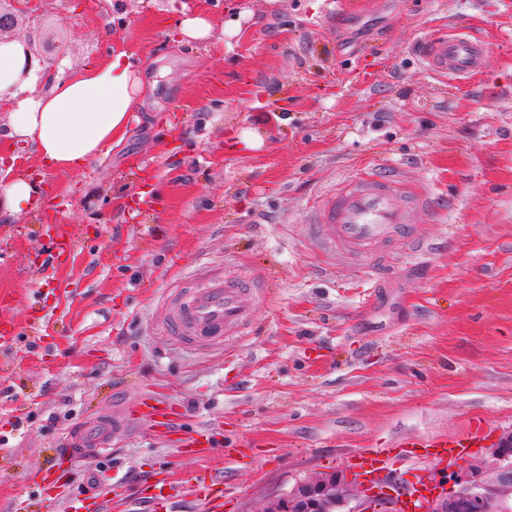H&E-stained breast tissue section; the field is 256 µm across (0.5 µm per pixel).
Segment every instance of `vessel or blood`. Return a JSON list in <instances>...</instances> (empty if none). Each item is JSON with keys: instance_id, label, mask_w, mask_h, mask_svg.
Segmentation results:
<instances>
[{"instance_id": "b4317fda", "label": "vessel or blood", "mask_w": 512, "mask_h": 512, "mask_svg": "<svg viewBox=\"0 0 512 512\" xmlns=\"http://www.w3.org/2000/svg\"><path fill=\"white\" fill-rule=\"evenodd\" d=\"M414 52L433 75L451 80L481 73L488 52L486 43L457 25L419 39ZM429 196L389 168L369 172L357 170L309 212V220L324 249L337 258L356 264L371 279L380 280L391 267L396 250L414 252L420 245L409 213L428 210ZM266 275L244 272L213 273L205 287L175 289L162 303L157 322L161 336L184 350H228L248 328L253 308L267 286ZM140 415L161 425L171 418L169 404L144 398L137 405ZM110 421L98 420L68 434L65 444L72 458L89 449H107L112 442ZM484 438L481 427H469L458 436L435 435L421 440L420 451L405 454L404 460L418 469H437L468 459ZM390 448H367L355 456L354 465L363 476L380 473L394 462ZM229 485L224 472L214 469L188 487L191 496L211 504L210 512H222Z\"/></svg>"}]
</instances>
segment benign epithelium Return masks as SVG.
<instances>
[{
	"instance_id": "7a95c632",
	"label": "benign epithelium",
	"mask_w": 512,
	"mask_h": 512,
	"mask_svg": "<svg viewBox=\"0 0 512 512\" xmlns=\"http://www.w3.org/2000/svg\"><path fill=\"white\" fill-rule=\"evenodd\" d=\"M38 2L40 0H0V41L17 40L23 44L24 77L35 66L40 68L42 76L49 77L56 71L60 60V54L57 53L59 44L54 41V35H48L38 46L31 39H22L14 34L21 16L37 14ZM511 447L512 435H507L502 438L497 448V456L501 462L500 473L505 476L512 473V454L506 452ZM341 482L342 477L336 474L303 486L297 498L299 512H331L334 506L341 509V512H382L385 507H397V496L385 490L381 493L366 492L356 507L349 509L347 498L334 501L330 495V489ZM496 493L497 487L466 477L459 481V488L454 493L431 499L430 512H490V504L494 502L493 495Z\"/></svg>"
}]
</instances>
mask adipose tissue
I'll list each match as a JSON object with an SVG mask.
<instances>
[{
    "label": "adipose tissue",
    "instance_id": "adipose-tissue-1",
    "mask_svg": "<svg viewBox=\"0 0 512 512\" xmlns=\"http://www.w3.org/2000/svg\"><path fill=\"white\" fill-rule=\"evenodd\" d=\"M24 56L16 43L0 44V111L7 137L58 171H74L101 160L128 130L129 116L143 96L141 74L129 50L113 51L104 63L69 77L21 78ZM41 184L19 176L0 186V206L13 214L36 208Z\"/></svg>",
    "mask_w": 512,
    "mask_h": 512
}]
</instances>
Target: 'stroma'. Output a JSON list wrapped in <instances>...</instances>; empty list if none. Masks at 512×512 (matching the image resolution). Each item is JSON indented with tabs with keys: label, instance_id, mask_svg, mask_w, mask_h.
Instances as JSON below:
<instances>
[{
	"label": "stroma",
	"instance_id": "stroma-1",
	"mask_svg": "<svg viewBox=\"0 0 512 512\" xmlns=\"http://www.w3.org/2000/svg\"><path fill=\"white\" fill-rule=\"evenodd\" d=\"M42 0L18 33L59 35L70 74L131 49L145 95L100 162L42 172L0 140V181L44 174L42 209L0 219V512H64L112 497L152 512L162 469L191 480L224 455L237 495L267 512L299 486L350 472L365 448L455 435L482 422L456 472L494 481L512 432V14L506 0ZM210 41L185 45L183 8ZM467 25L483 73L450 83L410 43ZM400 170L433 201L420 253L370 280L337 265L309 208L356 166ZM147 213L130 210L140 194ZM62 229L45 236L44 225ZM269 273L233 355L197 356L156 336L169 289L216 271ZM174 408L160 431L137 415ZM115 418L111 457L70 463L78 423ZM137 411L141 416H149L157 426L168 422L172 414L169 404L149 397L138 403Z\"/></svg>",
	"mask_w": 512,
	"mask_h": 512
}]
</instances>
